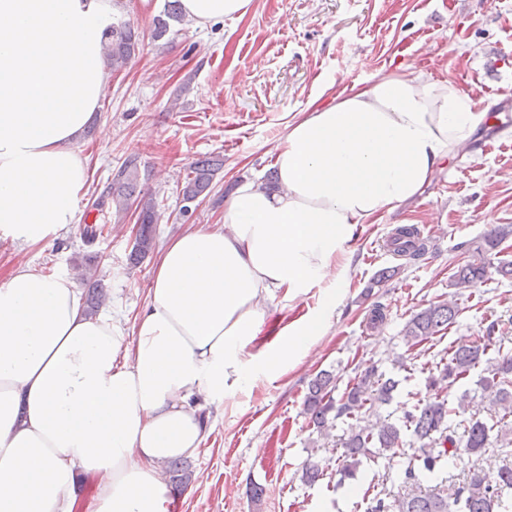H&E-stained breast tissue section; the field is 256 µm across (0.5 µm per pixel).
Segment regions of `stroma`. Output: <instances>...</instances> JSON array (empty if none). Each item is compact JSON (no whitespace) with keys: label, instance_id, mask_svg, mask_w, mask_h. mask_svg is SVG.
<instances>
[{"label":"stroma","instance_id":"obj_1","mask_svg":"<svg viewBox=\"0 0 512 512\" xmlns=\"http://www.w3.org/2000/svg\"><path fill=\"white\" fill-rule=\"evenodd\" d=\"M118 5L120 19L138 29L143 43L125 69L110 73L92 130L78 145L90 180L78 202L79 221L49 245L0 240V283L25 262L72 275L95 256L108 271L100 310L127 327L146 303L156 257L130 264L136 218L117 217L109 204L112 172L124 159H137L148 174L140 187L157 205L154 238L161 245L187 225L217 223L220 200L239 178L260 180L272 172L289 120L312 101L331 100L412 64L471 91L493 117L470 156L452 159L421 196L364 225L350 246L342 298L319 345L288 374L262 380L252 394L228 404L206 447L189 460L192 482L170 492L177 512H365L369 488L400 492L408 458L364 461L356 480L337 484L332 473L347 423L337 421L326 436L312 432L303 412L309 380L327 370L342 389L378 366L397 388L377 412L394 421L425 394L428 369L451 346L487 335L489 357L512 351V279L492 273L472 288L448 285L460 262L459 243L479 244L490 229L512 225V121L502 118L512 114V0H253L239 21L205 28L187 21L159 40L153 34L164 0ZM202 156L223 165L210 194L183 207L180 189ZM93 223L102 233L88 244L81 231ZM402 223L433 230L421 259L384 250ZM392 267L397 275L374 284ZM440 300L457 304L455 322L407 349L405 322ZM377 306L386 320L374 330ZM398 355L405 367L394 365ZM311 455L331 476L306 486L298 474ZM253 484L262 487L261 499H252Z\"/></svg>","mask_w":512,"mask_h":512}]
</instances>
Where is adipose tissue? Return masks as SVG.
<instances>
[{
    "label": "adipose tissue",
    "mask_w": 512,
    "mask_h": 512,
    "mask_svg": "<svg viewBox=\"0 0 512 512\" xmlns=\"http://www.w3.org/2000/svg\"><path fill=\"white\" fill-rule=\"evenodd\" d=\"M252 0H180L205 26ZM112 0H0V237L77 221L76 144L107 80ZM486 115L455 82L400 72L310 104L276 147L277 183L240 182L222 221L172 236L132 329L85 314L76 282L30 265L0 283V512H169L160 465L199 454L208 421L324 336L359 225L414 199ZM324 300L260 335L267 303ZM92 483L84 506L79 480Z\"/></svg>",
    "instance_id": "adipose-tissue-1"
}]
</instances>
